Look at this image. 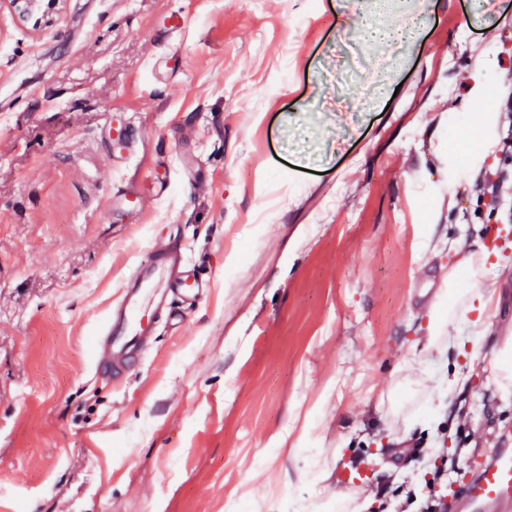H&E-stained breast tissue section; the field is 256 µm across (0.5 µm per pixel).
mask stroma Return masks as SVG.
I'll return each instance as SVG.
<instances>
[{"label": "stroma", "mask_w": 512, "mask_h": 512, "mask_svg": "<svg viewBox=\"0 0 512 512\" xmlns=\"http://www.w3.org/2000/svg\"><path fill=\"white\" fill-rule=\"evenodd\" d=\"M350 18L346 0H60L33 20L0 0V512H267L279 494L416 512L407 491L460 480L442 459L512 430V280L474 250L512 225V148L483 181L464 155L502 128L512 7L429 0L380 74ZM173 227L214 287L100 377L97 329ZM465 258L500 298L476 367L419 350Z\"/></svg>", "instance_id": "obj_1"}]
</instances>
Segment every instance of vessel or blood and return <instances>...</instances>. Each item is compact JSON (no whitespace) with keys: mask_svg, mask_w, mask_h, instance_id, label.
<instances>
[{"mask_svg":"<svg viewBox=\"0 0 512 512\" xmlns=\"http://www.w3.org/2000/svg\"><path fill=\"white\" fill-rule=\"evenodd\" d=\"M152 251L147 262L135 265L98 329V340L110 349L138 353L152 324L171 317L173 299L192 303L211 287L189 267L178 242H154ZM458 507L460 512H512V433L493 438L463 485Z\"/></svg>","mask_w":512,"mask_h":512,"instance_id":"b4317fda","label":"vessel or blood"}]
</instances>
